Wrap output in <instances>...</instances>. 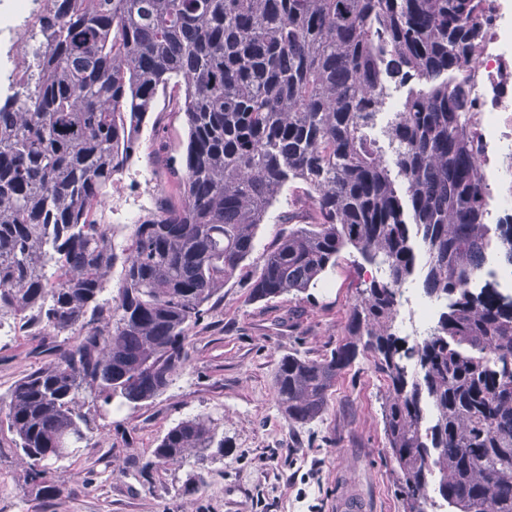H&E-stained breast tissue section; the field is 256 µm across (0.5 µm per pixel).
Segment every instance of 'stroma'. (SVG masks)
Here are the masks:
<instances>
[{"mask_svg": "<svg viewBox=\"0 0 512 512\" xmlns=\"http://www.w3.org/2000/svg\"><path fill=\"white\" fill-rule=\"evenodd\" d=\"M186 141L184 114L158 97L113 196L157 203L170 191L167 168L179 162ZM307 203L302 183L284 188L258 229L248 268L191 330L186 367L156 399L98 417L88 447L54 464L57 496L42 501L29 493L28 461L0 428V512H330L349 484L370 512H403L383 430L387 386L371 355L340 374L324 414L306 427L288 424L273 395L278 360L289 353L316 359L334 348L357 285L375 274L345 252L310 295L250 301L251 274L275 245L282 215H303ZM63 342L28 326L0 340V397L24 373L50 363ZM194 416L215 420L224 454L206 462L204 485L188 492L191 461L148 472L142 466L166 429Z\"/></svg>", "mask_w": 512, "mask_h": 512, "instance_id": "35a3bbf8", "label": "stroma"}]
</instances>
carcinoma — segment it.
Segmentation results:
<instances>
[{
    "instance_id": "1",
    "label": "carcinoma",
    "mask_w": 512,
    "mask_h": 512,
    "mask_svg": "<svg viewBox=\"0 0 512 512\" xmlns=\"http://www.w3.org/2000/svg\"><path fill=\"white\" fill-rule=\"evenodd\" d=\"M483 13V0H45L43 40L22 41L28 78L0 103V318L73 337L15 382L4 412L30 493H59L52 465L92 439L95 413L163 394L189 359V331L299 180L305 223L266 254L249 300L317 287L349 247L378 275L329 353L278 361L288 423L319 418L337 377L369 354L387 384L404 512H437L439 500L512 512V299L470 287L489 249L512 265V223L484 222L476 101L453 76L477 61ZM414 82L427 87L387 122L385 152L370 130L389 86ZM165 93L186 117L185 156L105 298L117 255L97 214ZM416 275L443 310L410 345L398 317ZM191 455L193 488L224 455L202 416L169 428L143 468Z\"/></svg>"
}]
</instances>
